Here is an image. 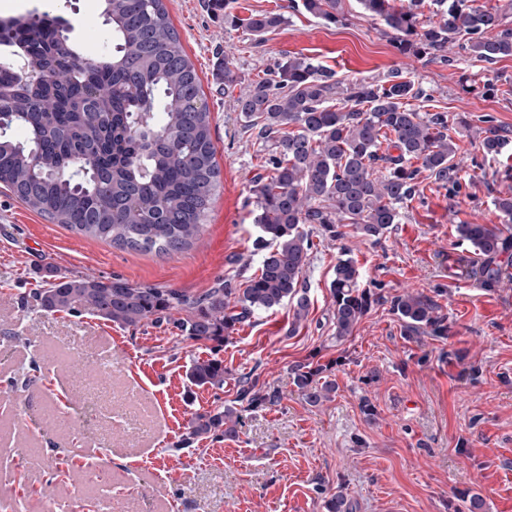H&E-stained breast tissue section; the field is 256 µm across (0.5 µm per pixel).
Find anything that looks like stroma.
<instances>
[{
	"label": "stroma",
	"instance_id": "stroma-1",
	"mask_svg": "<svg viewBox=\"0 0 512 512\" xmlns=\"http://www.w3.org/2000/svg\"><path fill=\"white\" fill-rule=\"evenodd\" d=\"M288 3L234 0L227 19L208 0H165L201 79L221 169L191 247L124 251L0 189V512H47L51 503L60 512H326L337 493L353 512H463L472 494L485 512H512V264L496 287H483L468 276L476 257L455 231L501 223L496 200L512 195V57L480 62L456 45L443 62L405 55L357 0H343L338 24ZM261 12L286 21L258 43L246 22ZM35 13L62 18L84 58L112 47L103 0H0V19ZM287 56L345 81L399 73L414 82L424 95L410 108L450 117L458 185H426L376 241L350 226L336 240L311 225L305 318L295 320L290 303L256 313L218 348L169 326L23 308L34 269L47 263L70 278L118 276L189 296L244 287L262 261L250 214L262 153L235 100ZM223 59L238 76L229 89L217 70ZM486 114L509 138L497 155L481 149ZM344 254L360 287L385 300L339 342L330 283ZM407 292L438 305L447 338L405 332L388 300ZM213 356L224 362L223 388L192 385V360ZM298 364L335 381L331 401H305L293 381ZM250 373L277 401L245 412L237 436L187 442L194 414L233 405ZM87 400L100 410L91 433L75 419ZM56 417L63 425L43 427Z\"/></svg>",
	"mask_w": 512,
	"mask_h": 512
}]
</instances>
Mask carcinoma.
Masks as SVG:
<instances>
[{
  "mask_svg": "<svg viewBox=\"0 0 512 512\" xmlns=\"http://www.w3.org/2000/svg\"><path fill=\"white\" fill-rule=\"evenodd\" d=\"M420 2L396 9L390 0H358L363 15L394 32L403 53L443 58L462 38L461 48L478 61L512 56V27L499 10L477 0H435L436 20L421 26ZM301 7L330 23L346 20L342 0H301ZM104 14L112 26V53L91 61L64 47L62 31L40 19L0 20V44L14 48L27 71L48 75L35 83L0 65V119L27 131L24 142L0 135V185L52 223L114 247L157 255L182 251L202 232L220 187L201 82L164 0H104ZM285 21L282 13H258L248 28L261 38ZM337 94L343 96L339 107L330 104ZM421 95L401 78L342 86L332 72L304 59L278 62L237 98L248 130L268 147L254 200L256 242L264 254L246 287L213 288L193 298L118 276L68 279L48 269L42 287L22 303L127 327L166 322L186 339L217 344L255 313L284 302L296 301L295 319L303 318V275L313 246L304 225L318 224L340 239L349 224L377 240L398 223L401 206L421 195V175L439 188L457 183L448 113L407 107L406 100ZM161 99L165 112L159 117ZM482 122L488 124L482 150L495 155L506 137L491 119ZM496 205L507 223L456 225L459 238L480 256L473 276L488 287L502 279L501 259L512 256V196ZM358 279L352 258L338 259L331 282L338 340L351 336L383 300L359 289ZM391 308L410 334L448 335L445 318L420 294L396 296ZM318 373L306 364L293 368L294 384L312 405L336 391L333 381L316 382ZM188 379L222 389L224 361L197 359ZM238 386L237 401L248 410L277 399L251 374ZM241 423L235 407L197 413L188 439L231 436Z\"/></svg>",
  "mask_w": 512,
  "mask_h": 512,
  "instance_id": "carcinoma-1",
  "label": "carcinoma"
}]
</instances>
